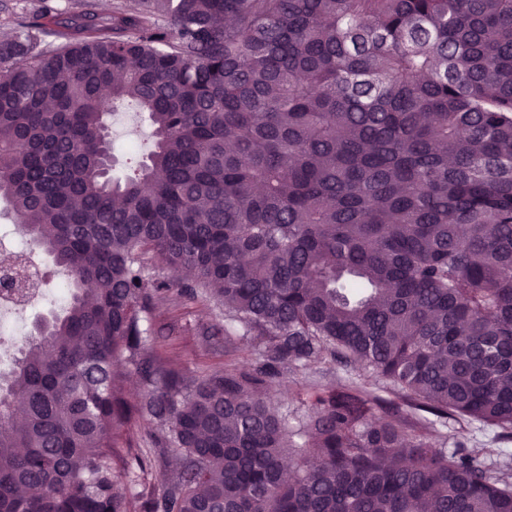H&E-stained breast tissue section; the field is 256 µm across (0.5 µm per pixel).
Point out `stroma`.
Listing matches in <instances>:
<instances>
[{
  "label": "stroma",
  "mask_w": 512,
  "mask_h": 512,
  "mask_svg": "<svg viewBox=\"0 0 512 512\" xmlns=\"http://www.w3.org/2000/svg\"><path fill=\"white\" fill-rule=\"evenodd\" d=\"M69 2L70 0H0V41L13 36L22 17L46 8L64 10ZM110 125L114 160L111 175L121 179L125 177L130 166L150 150L152 127L146 115L130 104L118 106L114 110ZM34 255L40 260L45 272L47 294L40 304L22 313L21 319L29 329L39 319L61 313L64 304L56 299L55 292L66 279L65 272L49 254L38 249ZM185 318L188 326L184 331L176 336L149 337L144 346L145 352L156 349L167 352L177 368L192 375H201L214 368H242L255 363L257 351L242 337H235V347L229 351L225 348L223 336L198 335L199 326L223 325V307L203 297L186 306ZM359 375V369L346 368L336 362L324 360L276 378L267 386L266 392L275 408L293 421L304 413L301 401L306 392L317 387L343 384L358 379ZM450 434L458 436L468 450L479 453L482 459L498 470L512 468V441L500 440L498 430L465 421L452 422L448 427L435 428L433 437L440 441Z\"/></svg>",
  "instance_id": "1"
}]
</instances>
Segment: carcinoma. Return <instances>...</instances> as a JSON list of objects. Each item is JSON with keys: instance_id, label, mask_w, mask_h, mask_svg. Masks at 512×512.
<instances>
[{"instance_id": "obj_1", "label": "carcinoma", "mask_w": 512, "mask_h": 512, "mask_svg": "<svg viewBox=\"0 0 512 512\" xmlns=\"http://www.w3.org/2000/svg\"><path fill=\"white\" fill-rule=\"evenodd\" d=\"M122 100L154 141L114 180ZM0 198L71 285L0 388V512H512L511 476L429 440H512V0L43 10L0 45ZM24 263L0 289L27 291ZM204 295L256 366L143 354L161 307ZM327 359L407 414L352 381L291 428L256 394ZM147 417L139 456L121 430ZM291 435L318 463L286 479Z\"/></svg>"}]
</instances>
